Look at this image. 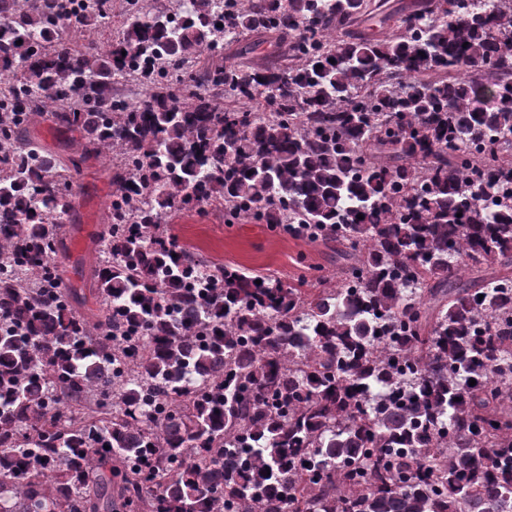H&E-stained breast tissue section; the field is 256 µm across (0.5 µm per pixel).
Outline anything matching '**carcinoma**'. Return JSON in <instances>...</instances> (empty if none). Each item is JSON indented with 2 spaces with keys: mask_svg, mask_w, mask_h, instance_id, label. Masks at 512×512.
<instances>
[{
  "mask_svg": "<svg viewBox=\"0 0 512 512\" xmlns=\"http://www.w3.org/2000/svg\"><path fill=\"white\" fill-rule=\"evenodd\" d=\"M386 4L128 0L101 49L60 34L112 0H0L5 512H512V0ZM43 112L116 154L92 320ZM202 205L361 261L210 262L162 227Z\"/></svg>",
  "mask_w": 512,
  "mask_h": 512,
  "instance_id": "cac0c4a2",
  "label": "carcinoma"
}]
</instances>
